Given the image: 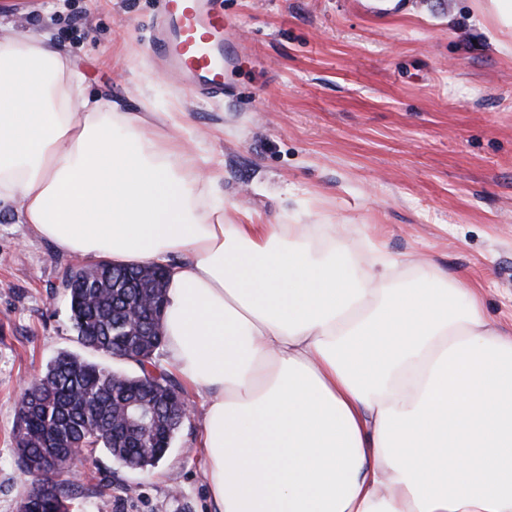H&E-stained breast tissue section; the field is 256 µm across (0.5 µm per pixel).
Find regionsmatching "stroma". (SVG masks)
<instances>
[{
  "mask_svg": "<svg viewBox=\"0 0 512 512\" xmlns=\"http://www.w3.org/2000/svg\"><path fill=\"white\" fill-rule=\"evenodd\" d=\"M0 34L51 33L89 92L121 112L183 114V138L222 178L209 194L264 224H332L350 261L380 247L395 281L430 271L476 288L512 329V30L472 0H222L235 51L223 99L150 58L155 0H0ZM0 207V512L32 484L15 454L16 402L77 339L61 277L74 264ZM143 471L105 451L68 472L70 512H209L203 397Z\"/></svg>",
  "mask_w": 512,
  "mask_h": 512,
  "instance_id": "1",
  "label": "stroma"
}]
</instances>
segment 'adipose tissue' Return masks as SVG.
I'll list each match as a JSON object with an SVG mask.
<instances>
[{
  "instance_id": "1",
  "label": "adipose tissue",
  "mask_w": 512,
  "mask_h": 512,
  "mask_svg": "<svg viewBox=\"0 0 512 512\" xmlns=\"http://www.w3.org/2000/svg\"><path fill=\"white\" fill-rule=\"evenodd\" d=\"M146 123L49 33L0 39V203L71 256L167 267L213 512H512V334L473 290L394 284L378 251L356 271L326 224L238 222L174 114Z\"/></svg>"
}]
</instances>
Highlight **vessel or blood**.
I'll list each match as a JSON object with an SVG mask.
<instances>
[{"label":"vessel or blood","mask_w":512,"mask_h":512,"mask_svg":"<svg viewBox=\"0 0 512 512\" xmlns=\"http://www.w3.org/2000/svg\"><path fill=\"white\" fill-rule=\"evenodd\" d=\"M224 13L215 0H160L151 52L205 98L224 95Z\"/></svg>","instance_id":"1"}]
</instances>
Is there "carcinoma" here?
<instances>
[{
  "instance_id": "obj_1",
  "label": "carcinoma",
  "mask_w": 512,
  "mask_h": 512,
  "mask_svg": "<svg viewBox=\"0 0 512 512\" xmlns=\"http://www.w3.org/2000/svg\"><path fill=\"white\" fill-rule=\"evenodd\" d=\"M142 270L102 262L70 266L64 272V294L78 341L104 357H129L137 372L58 354L41 375L42 390L27 392L18 401L15 453L25 470H30L27 454H37L48 441L66 468L74 464L70 448L78 443L91 454L100 448L133 470L154 466L171 446L179 426L170 413L182 388L156 361L165 336L154 333L148 318L141 335H127L128 312L147 293ZM139 400L160 413L159 424L140 433L112 430V409ZM74 492L63 480L45 487L37 477L25 499L30 512H70L68 500Z\"/></svg>"
}]
</instances>
